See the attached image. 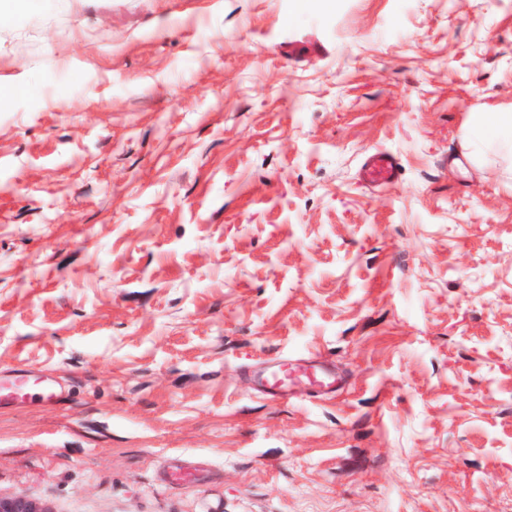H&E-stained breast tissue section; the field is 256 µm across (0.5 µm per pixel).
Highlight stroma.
Listing matches in <instances>:
<instances>
[{
	"label": "stroma",
	"instance_id": "35a3bbf8",
	"mask_svg": "<svg viewBox=\"0 0 512 512\" xmlns=\"http://www.w3.org/2000/svg\"><path fill=\"white\" fill-rule=\"evenodd\" d=\"M510 134L512 0H21L0 370L73 396L0 409V497L512 512V173L456 162ZM299 360L343 387L254 389ZM360 179L370 187H379L396 182L401 172L397 159L386 152L366 155L359 171Z\"/></svg>",
	"mask_w": 512,
	"mask_h": 512
}]
</instances>
